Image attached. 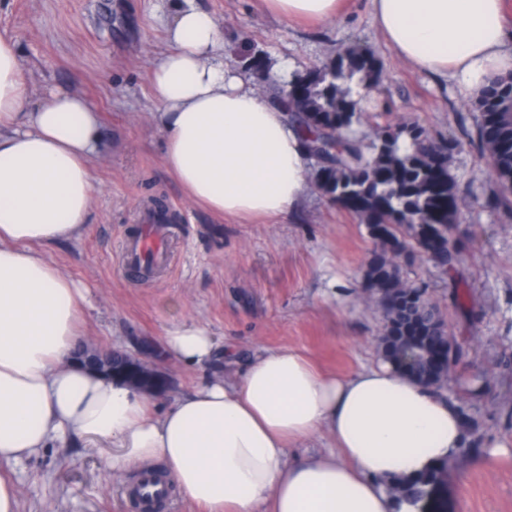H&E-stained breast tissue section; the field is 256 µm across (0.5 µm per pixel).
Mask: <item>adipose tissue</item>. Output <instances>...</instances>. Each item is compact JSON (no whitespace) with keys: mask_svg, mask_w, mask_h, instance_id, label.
Listing matches in <instances>:
<instances>
[{"mask_svg":"<svg viewBox=\"0 0 512 512\" xmlns=\"http://www.w3.org/2000/svg\"><path fill=\"white\" fill-rule=\"evenodd\" d=\"M286 20L334 18L340 0H266ZM504 0H372L373 20L403 59L452 76L469 94L512 73ZM151 73L164 164L189 196L223 217H284L306 191L308 157L287 112L224 66L213 16L180 7ZM97 113L46 92L30 106L13 42L0 38V466L54 443L100 453L107 476L152 469L207 512H396L386 485L467 445L457 406L384 364L346 376L299 352H260L235 376L207 327L179 322L162 358L203 372L157 410L151 393L75 358L87 291L40 249L80 237L93 193ZM328 435L338 452L291 446Z\"/></svg>","mask_w":512,"mask_h":512,"instance_id":"ef3b65f1","label":"adipose tissue"}]
</instances>
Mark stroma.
Segmentation results:
<instances>
[{
    "instance_id": "stroma-1",
    "label": "stroma",
    "mask_w": 512,
    "mask_h": 512,
    "mask_svg": "<svg viewBox=\"0 0 512 512\" xmlns=\"http://www.w3.org/2000/svg\"><path fill=\"white\" fill-rule=\"evenodd\" d=\"M193 4L216 19L226 67L238 71L261 56L263 75L282 86L354 46L379 65L377 83L360 91L361 132L372 134L378 117L394 125L416 121L434 139L457 142L450 165L464 208L452 236L464 262L446 274L416 253L401 271L425 289L467 350L449 397L476 423L468 440L484 445L512 436V210L497 204L503 190L478 146L470 95L455 80L401 59L373 22L372 0H347L327 23L284 22L262 0ZM178 6L0 0V38L16 45L31 101L58 88L83 96L100 114L89 230L42 250L88 290L85 346L131 353L134 340H158L171 325L193 321L232 345L241 363L260 351L292 349L336 374L379 364L385 317L364 278L377 250L366 225L312 187L289 217L221 218L193 202L166 170L150 72L168 49L165 30ZM155 197L179 221L168 231L167 266L142 280L123 266L121 251ZM146 364L170 380L156 400L162 410L201 379L173 359ZM134 477L130 470L104 479L96 455L60 443L17 467L19 512H133L125 485ZM439 498L444 512H512V460L490 468L461 453L446 464Z\"/></svg>"
}]
</instances>
